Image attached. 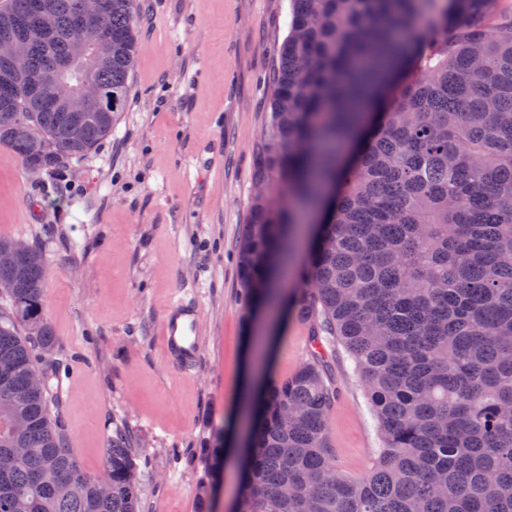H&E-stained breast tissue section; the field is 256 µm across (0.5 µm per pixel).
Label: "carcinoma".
Listing matches in <instances>:
<instances>
[{"instance_id": "cac0c4a2", "label": "carcinoma", "mask_w": 512, "mask_h": 512, "mask_svg": "<svg viewBox=\"0 0 512 512\" xmlns=\"http://www.w3.org/2000/svg\"><path fill=\"white\" fill-rule=\"evenodd\" d=\"M82 0H5L0 44L49 22L28 69L0 93V146L52 171L112 136L130 95L136 0H104L112 25L77 53ZM498 0H293L267 85L270 135L255 182L318 213L301 260L293 209L251 202L239 249L245 318L275 300L266 274L298 264L287 312L307 333L295 370L258 399L236 512H512V11ZM90 76L104 101L83 134L53 104L51 69ZM26 140L16 138L18 124ZM46 255L0 270V512H138L141 475L122 434L98 492L68 448L47 386L29 376L55 344L43 312ZM366 386L380 436L366 472L336 464L341 394L328 348ZM211 479L224 442L206 449Z\"/></svg>"}]
</instances>
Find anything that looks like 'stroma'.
I'll list each match as a JSON object with an SVG mask.
<instances>
[{
	"label": "stroma",
	"instance_id": "stroma-1",
	"mask_svg": "<svg viewBox=\"0 0 512 512\" xmlns=\"http://www.w3.org/2000/svg\"><path fill=\"white\" fill-rule=\"evenodd\" d=\"M292 0H138L132 92L111 137L65 167L30 175L0 148V235L48 259L44 314L53 358L70 378L55 411L90 476L116 431L136 450L141 512H234L238 470L211 497L202 450L232 440L249 341L236 250L254 196L256 149L269 130L263 79L287 36ZM196 293L204 338L198 370L166 360L175 300ZM283 323L273 378L306 354ZM341 399L330 418L336 461L359 476L378 447L366 390L335 346Z\"/></svg>",
	"mask_w": 512,
	"mask_h": 512
}]
</instances>
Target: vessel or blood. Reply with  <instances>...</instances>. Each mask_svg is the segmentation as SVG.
<instances>
[{"label":"vessel or blood","mask_w":512,"mask_h":512,"mask_svg":"<svg viewBox=\"0 0 512 512\" xmlns=\"http://www.w3.org/2000/svg\"><path fill=\"white\" fill-rule=\"evenodd\" d=\"M199 303L196 296L181 297L162 326L166 357L170 364L193 371L199 361L202 343L197 334Z\"/></svg>","instance_id":"1"}]
</instances>
